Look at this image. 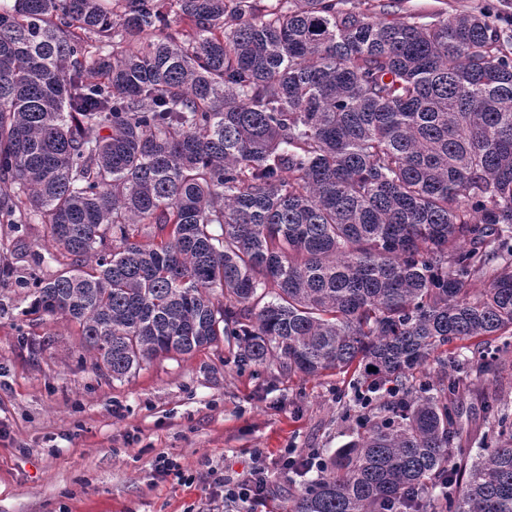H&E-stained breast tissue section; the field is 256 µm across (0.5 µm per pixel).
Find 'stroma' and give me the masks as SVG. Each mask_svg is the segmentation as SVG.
Segmentation results:
<instances>
[{
    "label": "stroma",
    "instance_id": "stroma-1",
    "mask_svg": "<svg viewBox=\"0 0 512 512\" xmlns=\"http://www.w3.org/2000/svg\"><path fill=\"white\" fill-rule=\"evenodd\" d=\"M53 252L43 225L0 224V266L14 270L0 278V512H250L209 487L248 478L254 449L331 457L353 438L342 374L290 377L274 360L242 370L206 348L104 376L77 325L28 311L32 279L59 269ZM163 455L177 472H155Z\"/></svg>",
    "mask_w": 512,
    "mask_h": 512
}]
</instances>
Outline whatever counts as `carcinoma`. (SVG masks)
Wrapping results in <instances>:
<instances>
[{
	"label": "carcinoma",
	"instance_id": "cac0c4a2",
	"mask_svg": "<svg viewBox=\"0 0 512 512\" xmlns=\"http://www.w3.org/2000/svg\"><path fill=\"white\" fill-rule=\"evenodd\" d=\"M397 2L3 0L0 224L46 227L33 308L114 380L224 341L354 372L348 416L399 391L286 512H512L508 404L457 423L512 335V0ZM484 0H402L395 13L388 16V19L409 20L411 16L422 14L430 17H437L441 13L455 10H466L476 7ZM462 422L471 430L472 434H479L483 431V410L481 405L469 396L461 399Z\"/></svg>",
	"mask_w": 512,
	"mask_h": 512
}]
</instances>
